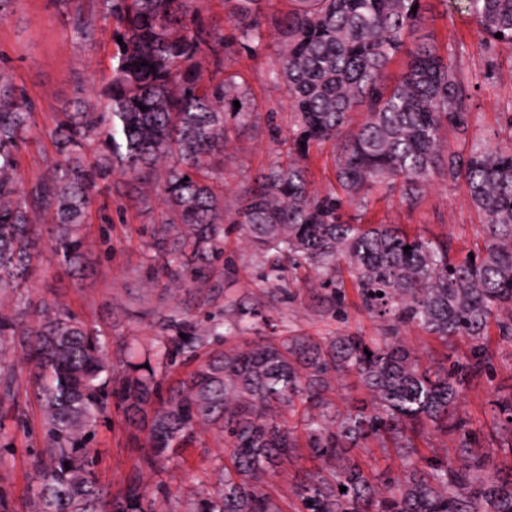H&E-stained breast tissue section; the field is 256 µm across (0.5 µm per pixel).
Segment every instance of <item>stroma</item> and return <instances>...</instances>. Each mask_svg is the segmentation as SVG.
I'll return each instance as SVG.
<instances>
[{
	"label": "stroma",
	"instance_id": "stroma-1",
	"mask_svg": "<svg viewBox=\"0 0 512 512\" xmlns=\"http://www.w3.org/2000/svg\"><path fill=\"white\" fill-rule=\"evenodd\" d=\"M426 7L423 35L440 49L452 46L462 51L469 66L474 95L471 122L466 133L447 131L450 146L466 151L472 143L495 135L512 138L504 112L512 101V52L492 55L484 50L475 20L456 0L446 6L440 0H428ZM287 9V0H268L264 7L268 40L256 55L241 52L224 57L225 72L247 89L253 104L249 123L229 129L224 156L213 172L229 201L242 197L254 179L285 153L292 116L284 88L273 84L268 72L281 49L276 30ZM75 10L74 0H17L0 17V63L11 70L34 103L39 122L45 124L57 113L73 111L77 102L94 99L110 76L112 24L96 22L92 39L76 38ZM163 209L159 195L141 196L119 174L99 181L84 230L85 275L75 278L62 273L51 252L43 251L30 287L33 299L65 303L89 326L106 333L112 358L128 355L138 362L143 350L162 335L163 316L176 312L196 322L213 314L231 325L235 318L228 305L238 300L257 311L251 329L255 336H379L388 329L389 320L361 309L352 289L342 316H335L324 294L308 287L311 271L290 272L286 290H274L260 277L259 255L236 234L224 241L227 265L221 290L191 288L185 295L172 296L149 278L151 233ZM364 221L398 224L412 234L448 239L453 257L459 260L483 246L478 215L461 184L433 181L413 204L404 202L399 193L377 192L371 196ZM489 336L493 368L464 388L460 410L476 435L477 447L493 449L499 458L504 451L492 436L493 403L512 394V341L500 339L494 327ZM20 411L21 425L9 430L16 452L0 458V503L8 512H30L32 449L38 444L40 428L34 403L21 401ZM146 436L144 425L129 421L118 408L113 409L111 421L99 426L93 441L96 476L111 486L113 494H122L135 481L145 488L156 512H179L184 501L215 484L225 461L224 439L219 434L200 431L160 472L139 463ZM334 465V460L316 459L307 448H298L292 462L267 478L265 489L283 512H296V488L309 473Z\"/></svg>",
	"mask_w": 512,
	"mask_h": 512
}]
</instances>
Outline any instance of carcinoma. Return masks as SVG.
Here are the masks:
<instances>
[{
	"label": "carcinoma",
	"instance_id": "1",
	"mask_svg": "<svg viewBox=\"0 0 512 512\" xmlns=\"http://www.w3.org/2000/svg\"><path fill=\"white\" fill-rule=\"evenodd\" d=\"M265 2L224 0L226 36L203 26L193 0H89L74 33L85 40L93 20L114 22L122 43L112 77L97 102L58 113L51 128L0 68V436L18 406L17 359L29 367L25 396L41 424L32 512H152L137 482L114 496L96 477L90 435L108 419L112 396L130 418L155 408L143 455L149 468L182 452L201 426L224 434L229 464L181 512H282L260 486L299 447L283 418L297 403L310 453L344 459L308 475L295 492L297 512H512V460L496 463L490 449L472 447L459 407L462 389L492 366L489 324L512 341V142L482 140L465 153L448 144L446 131L469 128L471 94L463 55L415 38L422 0H288L275 78L294 117L289 162L270 165L228 207L212 181L215 159L228 127L245 124L251 109L247 90L222 78L223 54L251 53L265 40ZM459 3L479 22L485 48H512V0ZM399 57L403 72L389 84L386 71ZM359 106L366 116L352 130ZM47 134L59 157L26 182L19 149ZM88 139L98 143L90 159L81 153ZM328 141L338 145L340 191L322 194L311 189L306 161L312 144ZM116 171L161 192L166 211L152 248L176 287H223L210 274L224 265V236L236 232L259 250L266 282L307 268L338 314L348 273L362 308L391 316L389 335L277 336L230 347L160 399V376L177 357L230 337L224 323L169 316L165 329L174 334L159 339L154 361L114 362L106 340L76 314L27 296L46 245L60 268L82 272L93 189ZM435 179L461 182L470 195L484 240L472 260L452 258L446 241L360 224L347 212L381 187L412 204ZM403 327L445 344L466 338L469 352L446 367L427 365L399 336ZM348 375L370 406L332 414L331 379ZM494 405L493 432L512 446V394ZM429 424L459 434L454 456L419 453L414 441ZM369 439L403 452L402 475L371 474L346 456Z\"/></svg>",
	"mask_w": 512,
	"mask_h": 512
}]
</instances>
